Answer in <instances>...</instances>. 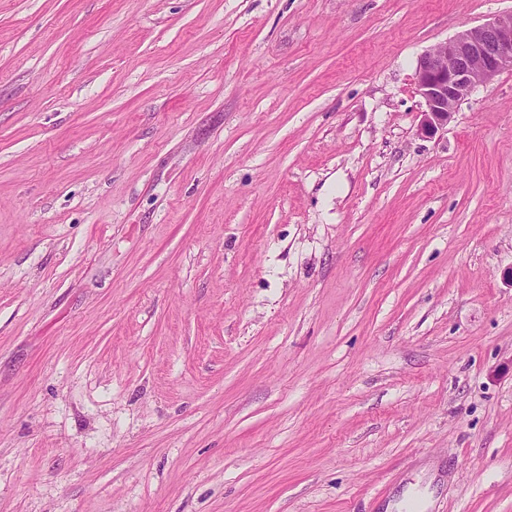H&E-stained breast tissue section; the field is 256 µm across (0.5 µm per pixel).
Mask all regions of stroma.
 I'll return each mask as SVG.
<instances>
[{
    "instance_id": "1",
    "label": "stroma",
    "mask_w": 512,
    "mask_h": 512,
    "mask_svg": "<svg viewBox=\"0 0 512 512\" xmlns=\"http://www.w3.org/2000/svg\"><path fill=\"white\" fill-rule=\"evenodd\" d=\"M512 0H0V512H512ZM512 70V13L464 29L420 57L416 90L424 109L418 131L433 137L448 128L474 88Z\"/></svg>"
}]
</instances>
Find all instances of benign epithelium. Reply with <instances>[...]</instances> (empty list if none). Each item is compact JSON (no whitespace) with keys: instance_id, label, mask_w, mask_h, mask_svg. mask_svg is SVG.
Returning <instances> with one entry per match:
<instances>
[{"instance_id":"obj_1","label":"benign epithelium","mask_w":512,"mask_h":512,"mask_svg":"<svg viewBox=\"0 0 512 512\" xmlns=\"http://www.w3.org/2000/svg\"><path fill=\"white\" fill-rule=\"evenodd\" d=\"M512 70V13L464 29L420 57L416 90L424 109L418 131L433 137L448 128L474 88Z\"/></svg>"}]
</instances>
